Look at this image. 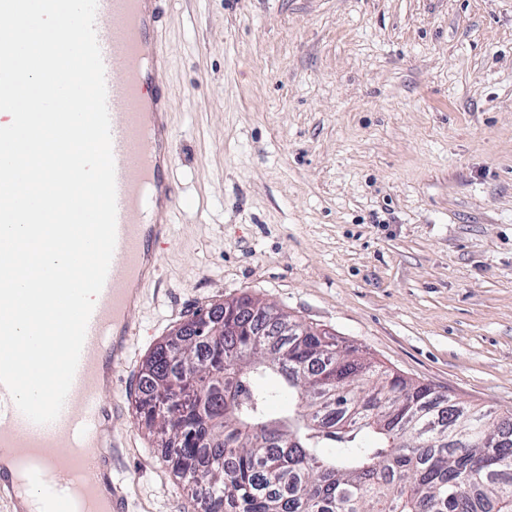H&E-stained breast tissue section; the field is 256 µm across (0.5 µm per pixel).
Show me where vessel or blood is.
Listing matches in <instances>:
<instances>
[{
	"label": "vessel or blood",
	"instance_id": "obj_1",
	"mask_svg": "<svg viewBox=\"0 0 512 512\" xmlns=\"http://www.w3.org/2000/svg\"><path fill=\"white\" fill-rule=\"evenodd\" d=\"M159 0H98L95 30L105 69L116 181V245L90 316L77 370L57 417L36 424L0 384V474L20 512H119L112 449L117 411L102 399L137 329L131 314L145 289L160 287L156 246L180 200L172 187L170 100L153 88L169 64L158 40Z\"/></svg>",
	"mask_w": 512,
	"mask_h": 512
}]
</instances>
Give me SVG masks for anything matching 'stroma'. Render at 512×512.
I'll use <instances>...</instances> for the list:
<instances>
[{"mask_svg":"<svg viewBox=\"0 0 512 512\" xmlns=\"http://www.w3.org/2000/svg\"><path fill=\"white\" fill-rule=\"evenodd\" d=\"M163 284L120 362L124 512H204L137 412L142 365L249 297L383 370L512 413V0H160Z\"/></svg>","mask_w":512,"mask_h":512,"instance_id":"obj_1","label":"stroma"}]
</instances>
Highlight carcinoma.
Segmentation results:
<instances>
[{"instance_id":"cac0c4a2","label":"carcinoma","mask_w":512,"mask_h":512,"mask_svg":"<svg viewBox=\"0 0 512 512\" xmlns=\"http://www.w3.org/2000/svg\"><path fill=\"white\" fill-rule=\"evenodd\" d=\"M219 309L241 335L158 344L138 405L211 512H512L511 414L379 372L271 305Z\"/></svg>"}]
</instances>
